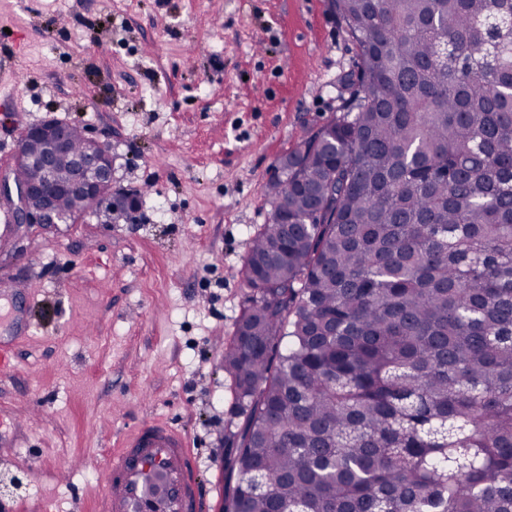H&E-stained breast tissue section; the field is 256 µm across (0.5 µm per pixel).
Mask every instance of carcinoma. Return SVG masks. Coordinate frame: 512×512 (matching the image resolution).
Wrapping results in <instances>:
<instances>
[{
  "label": "carcinoma",
  "instance_id": "1",
  "mask_svg": "<svg viewBox=\"0 0 512 512\" xmlns=\"http://www.w3.org/2000/svg\"><path fill=\"white\" fill-rule=\"evenodd\" d=\"M331 8L356 89L267 184L224 512H512V0Z\"/></svg>",
  "mask_w": 512,
  "mask_h": 512
}]
</instances>
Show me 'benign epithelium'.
Returning <instances> with one entry per match:
<instances>
[{
	"mask_svg": "<svg viewBox=\"0 0 512 512\" xmlns=\"http://www.w3.org/2000/svg\"><path fill=\"white\" fill-rule=\"evenodd\" d=\"M71 123L48 119L26 127L22 132L25 140L41 141L44 152L31 157L19 149L11 162L0 168V204L9 208L15 229L30 224L51 228L63 223L56 200L64 193L77 194L92 204L106 197V189L112 184V162L109 144L96 138H86L84 148L77 155L79 175L67 185L54 181L57 160L69 153V131ZM34 164L41 168L44 179L32 183H21L15 177L16 169Z\"/></svg>",
	"mask_w": 512,
	"mask_h": 512,
	"instance_id": "obj_1",
	"label": "benign epithelium"
}]
</instances>
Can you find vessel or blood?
I'll return each instance as SVG.
<instances>
[{"label":"vessel or blood","instance_id":"1","mask_svg":"<svg viewBox=\"0 0 512 512\" xmlns=\"http://www.w3.org/2000/svg\"><path fill=\"white\" fill-rule=\"evenodd\" d=\"M200 500L187 437L171 425L142 423L105 463L99 512H198Z\"/></svg>","mask_w":512,"mask_h":512}]
</instances>
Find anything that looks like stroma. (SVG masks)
Masks as SVG:
<instances>
[{"mask_svg":"<svg viewBox=\"0 0 512 512\" xmlns=\"http://www.w3.org/2000/svg\"><path fill=\"white\" fill-rule=\"evenodd\" d=\"M0 166L55 118L109 140L128 223L19 234L0 223V289L28 322L0 368L9 512H94L108 454L139 424L188 437L224 497V345L278 159L338 113L357 49L330 0H0Z\"/></svg>","mask_w":512,"mask_h":512,"instance_id":"stroma-1","label":"stroma"}]
</instances>
